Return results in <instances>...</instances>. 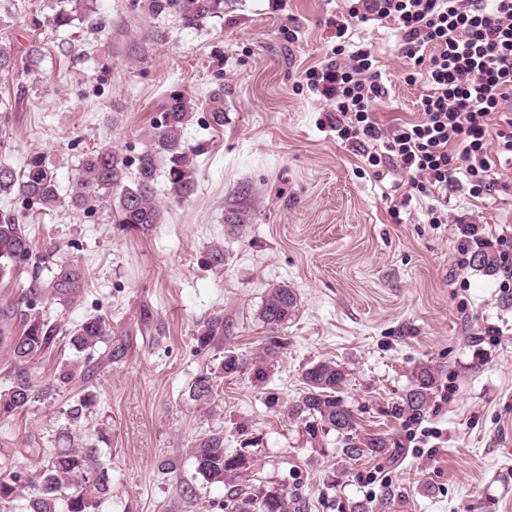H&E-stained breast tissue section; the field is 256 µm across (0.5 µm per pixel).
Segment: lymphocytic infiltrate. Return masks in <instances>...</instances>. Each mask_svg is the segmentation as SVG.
I'll use <instances>...</instances> for the list:
<instances>
[{
	"label": "lymphocytic infiltrate",
	"instance_id": "lymphocytic-infiltrate-1",
	"mask_svg": "<svg viewBox=\"0 0 512 512\" xmlns=\"http://www.w3.org/2000/svg\"><path fill=\"white\" fill-rule=\"evenodd\" d=\"M393 26L409 63L407 81H423L421 117L381 128L372 106L387 92L371 48L350 43L349 28ZM330 58L306 70L309 91L334 105L336 134L361 150L369 168L405 174L430 198L428 222H448V188L469 198L491 194L512 167V0H349L336 17Z\"/></svg>",
	"mask_w": 512,
	"mask_h": 512
}]
</instances>
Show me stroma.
I'll use <instances>...</instances> for the list:
<instances>
[{
    "label": "stroma",
    "instance_id": "1",
    "mask_svg": "<svg viewBox=\"0 0 512 512\" xmlns=\"http://www.w3.org/2000/svg\"><path fill=\"white\" fill-rule=\"evenodd\" d=\"M126 4L101 0L111 36L82 25L45 35L39 69L0 76V97L13 102L14 167L41 152L66 190L87 152L108 145L136 158L176 90L201 101L223 89L224 124L197 111L183 135L197 150L195 191L177 203L159 176L163 221L148 232L73 208L27 218L40 250L77 260L90 278L76 305L47 301L44 313L71 324L111 316L126 350L91 370L96 405L78 425L67 416L78 385L0 421V461L20 477L9 512H26L37 495L46 451L81 446L99 448L112 469L100 512H224V485L204 481L191 457L210 431L223 432L228 452L249 449L252 484L288 489L297 512H349L355 501L367 512H512V287L507 273L487 278L457 264L460 245L477 239L512 255V177L481 200L449 194L453 222L441 232L427 222L428 198L405 200L406 177L375 174L337 137L331 102L297 81L329 58L345 0H226L223 18L198 30L160 19L168 38L143 56L129 45L146 40L150 25ZM349 39L379 62L389 90L374 105L379 123L417 118L426 86L406 81L388 24L354 27ZM237 214L245 221L234 228ZM217 243L220 268L202 260ZM278 284L294 290L298 307L272 333L259 310ZM144 304L165 337L152 339L141 323ZM216 315L223 339L197 351V325ZM273 338L279 350L257 378L252 360ZM228 355L245 366L223 378ZM323 359L349 373L343 397L358 433L400 440L402 396L418 367H434L439 388L424 424L438 429V448L409 449L398 466L350 460L336 431L288 418L302 372ZM206 372L219 379L203 404L189 390Z\"/></svg>",
    "mask_w": 512,
    "mask_h": 512
}]
</instances>
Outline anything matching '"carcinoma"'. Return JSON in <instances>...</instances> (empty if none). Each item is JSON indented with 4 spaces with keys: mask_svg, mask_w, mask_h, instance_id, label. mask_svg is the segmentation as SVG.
I'll list each match as a JSON object with an SVG mask.
<instances>
[{
    "mask_svg": "<svg viewBox=\"0 0 512 512\" xmlns=\"http://www.w3.org/2000/svg\"><path fill=\"white\" fill-rule=\"evenodd\" d=\"M132 13L154 19L177 16L186 29H196L214 19L224 18V0H129ZM49 24L53 32L67 31L80 24L98 33L110 29L100 10L99 0H58L54 13L43 22L34 16V31ZM43 60L41 41L32 40L26 50L14 53L9 44L0 43V74L13 73L21 66L26 71L40 67ZM196 102L181 93H171L161 120L148 133V145L136 159V175L128 178L129 162L122 155L103 146L86 154L74 178L72 192L61 193L57 175L39 152L29 153L23 167L15 168L6 157H0V197L21 202V209L0 212V279L17 271L37 270L22 285L21 300L30 310L23 329L9 337L7 345L15 365L34 363L64 342L82 356V365L91 368L98 360L120 361L124 345L112 337V319L95 314L81 322L51 320L31 311L45 299L67 307L88 287L89 276L77 261L53 262L52 255L41 254L24 225L28 212L46 213L65 206L95 213L110 211L112 223L126 232H147L162 222V207L156 200L155 182L161 168H166L171 196L186 201L194 192L195 151L186 147L182 132L192 119ZM205 110L212 123L224 126V88L210 94ZM54 263L50 275L43 278L38 269ZM470 266L486 277H496L501 269L499 258L488 247L480 246L471 255ZM297 307L295 292L286 285L272 287L261 306L259 317L267 329L275 332L293 315ZM224 337V318L214 316L203 322L194 335L197 348L208 350ZM78 374L64 365L58 377L36 389L25 373L0 388V420L7 421L27 410L35 402L51 395L60 386L78 379ZM348 373L333 360H322L302 373L304 389L286 407L288 417H313L324 426L345 437L342 453L349 459L375 457L390 465L400 464L407 449L383 434H352L356 426L354 411L342 396ZM216 386L215 376L202 373L190 387V397L208 401ZM437 388V371L423 365L413 376L403 398L400 412L417 423L425 417ZM192 458L196 472L210 483L228 487L224 512H288L290 500L285 491L271 493L259 486L241 483L254 466L253 455L224 451V434L213 431L198 439ZM40 493L29 500L27 512H99L112 489V469L100 459L97 448H56L47 453L39 469ZM17 474L0 462V508L16 497Z\"/></svg>",
    "mask_w": 512,
    "mask_h": 512,
    "instance_id": "obj_1",
    "label": "carcinoma"
}]
</instances>
